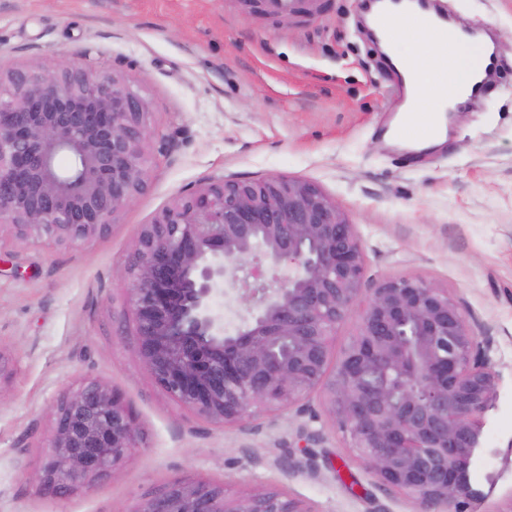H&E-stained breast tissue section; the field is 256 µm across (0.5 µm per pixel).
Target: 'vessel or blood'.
<instances>
[{"mask_svg": "<svg viewBox=\"0 0 512 512\" xmlns=\"http://www.w3.org/2000/svg\"><path fill=\"white\" fill-rule=\"evenodd\" d=\"M451 16L434 9L430 0H387L378 11L374 23L378 35L388 42L428 39L447 44L448 53L434 59L421 56L400 63L402 72L395 87L397 97L405 103L416 102L427 96L445 98L459 89H467L471 99H479L485 89L484 82L456 64V44L448 40ZM395 137L416 143L435 137L437 118L433 113L405 110L400 124L392 126Z\"/></svg>", "mask_w": 512, "mask_h": 512, "instance_id": "vessel-or-blood-1", "label": "vessel or blood"}]
</instances>
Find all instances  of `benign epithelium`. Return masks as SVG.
Masks as SVG:
<instances>
[{
  "instance_id": "7a95c632",
  "label": "benign epithelium",
  "mask_w": 512,
  "mask_h": 512,
  "mask_svg": "<svg viewBox=\"0 0 512 512\" xmlns=\"http://www.w3.org/2000/svg\"><path fill=\"white\" fill-rule=\"evenodd\" d=\"M145 98L117 70L64 54L0 68V226L72 247L108 234L148 187ZM61 154L71 164L61 169ZM137 355L181 406L217 424L284 412L320 392L380 484L421 512H463L497 375L448 290L389 278L363 296V244L336 200L286 175L213 180L143 225L124 267ZM238 282L235 333L212 301ZM359 326L338 357L336 326ZM140 433L116 391L89 380L57 403L40 479L64 496L116 473ZM131 512H303L272 490L230 498L181 480Z\"/></svg>"
}]
</instances>
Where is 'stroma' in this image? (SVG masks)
Returning a JSON list of instances; mask_svg holds the SVG:
<instances>
[{"mask_svg":"<svg viewBox=\"0 0 512 512\" xmlns=\"http://www.w3.org/2000/svg\"><path fill=\"white\" fill-rule=\"evenodd\" d=\"M492 26L498 70L418 160L378 127L394 79L358 27L360 0H309L276 16L250 0H0V65L53 69L61 53L124 71L152 112L147 191L105 237L76 247L0 239V512H132L174 480L227 496L272 489L303 512H418L385 489L326 413L217 426L179 405L134 353L120 272L143 224L220 178L312 181L363 243L362 288L415 277L447 289L489 341L496 397L483 418L468 512H512V0H447ZM88 380L116 390L141 431L111 477L58 496L39 471L54 407ZM320 432L310 447L300 431ZM315 468L289 472V457Z\"/></svg>","mask_w":512,"mask_h":512,"instance_id":"1","label":"stroma"}]
</instances>
